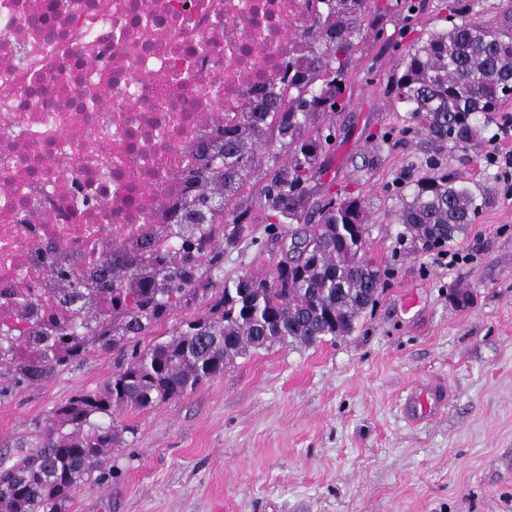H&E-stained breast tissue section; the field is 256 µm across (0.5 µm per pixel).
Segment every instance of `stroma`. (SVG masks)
<instances>
[{"label":"stroma","mask_w":512,"mask_h":512,"mask_svg":"<svg viewBox=\"0 0 512 512\" xmlns=\"http://www.w3.org/2000/svg\"><path fill=\"white\" fill-rule=\"evenodd\" d=\"M400 53L366 37L342 111L324 125L315 197L346 191L367 202V254L392 274L355 331L314 347L237 358L223 375L154 408L117 410L134 426L102 458V484L81 486L65 512H512V186L498 167L448 156L494 202L448 252L393 256L400 173L419 174L414 143L381 135L400 124L385 81ZM256 235L265 251L222 253L217 279L265 275L287 236ZM215 293L197 296L127 343L94 350L50 379L0 399V461L13 464L56 407L101 390L130 358L169 340ZM444 400L421 423L410 392Z\"/></svg>","instance_id":"stroma-1"}]
</instances>
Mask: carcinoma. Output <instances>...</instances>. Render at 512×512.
I'll return each mask as SVG.
<instances>
[{
  "label": "carcinoma",
  "mask_w": 512,
  "mask_h": 512,
  "mask_svg": "<svg viewBox=\"0 0 512 512\" xmlns=\"http://www.w3.org/2000/svg\"><path fill=\"white\" fill-rule=\"evenodd\" d=\"M322 15L302 29L308 56L288 70L294 93L283 100L256 90L251 111L238 126L222 130L224 154L213 165V183L197 200L219 194L228 219L173 225L175 254L154 253L144 266L112 264L110 288H85L83 280L59 281L56 297L38 317L29 296L15 301L23 327L0 326V395L43 382L90 350L124 347L127 337L149 331L167 312L198 292L220 290L204 314L184 323L170 340L137 353L103 390L82 393L58 406L38 445L17 462H0V512H62L84 479H92L103 455L124 443L128 426L112 417L118 407L151 408L224 373L237 356L275 344L309 347L349 335L379 297L390 271L366 257V200H311L321 152L332 133L319 125L325 112H340L348 74L365 32L385 37L387 11L370 0H320ZM402 26L409 29L425 0H396ZM450 26L409 46L400 76L388 79L387 94L405 115L384 135L421 137L426 173L392 185L401 200L396 245L439 250L475 222L489 198L464 184L440 162L449 151L490 148L484 127L509 99L512 86V24L492 29L478 16L474 0H452ZM288 144V171L274 175L259 191L265 210L288 225L290 247L270 275L241 274L222 282L208 275L209 247L227 249L256 242L253 217L239 208L241 193L260 165L258 144L268 133Z\"/></svg>",
  "instance_id": "carcinoma-1"
}]
</instances>
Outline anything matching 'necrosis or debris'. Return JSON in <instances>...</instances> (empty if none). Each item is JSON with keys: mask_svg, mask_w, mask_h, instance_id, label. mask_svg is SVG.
Wrapping results in <instances>:
<instances>
[{"mask_svg": "<svg viewBox=\"0 0 512 512\" xmlns=\"http://www.w3.org/2000/svg\"><path fill=\"white\" fill-rule=\"evenodd\" d=\"M310 0H0V322L105 242L170 244V207L256 88L303 58ZM88 198L77 208V198Z\"/></svg>", "mask_w": 512, "mask_h": 512, "instance_id": "obj_1", "label": "necrosis or debris"}]
</instances>
